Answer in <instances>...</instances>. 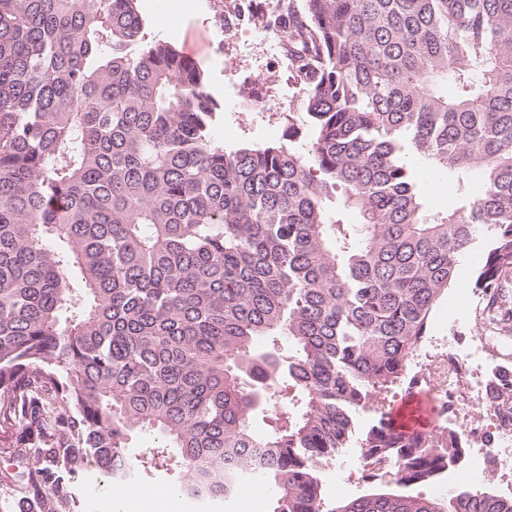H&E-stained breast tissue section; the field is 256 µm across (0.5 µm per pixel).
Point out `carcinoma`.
I'll return each mask as SVG.
<instances>
[{"label":"carcinoma","instance_id":"carcinoma-1","mask_svg":"<svg viewBox=\"0 0 512 512\" xmlns=\"http://www.w3.org/2000/svg\"><path fill=\"white\" fill-rule=\"evenodd\" d=\"M288 144L227 149L204 71L146 40L137 0H0V427L41 512L94 465L177 491L257 476L271 512H512L456 487L455 431L380 418L359 462L393 487L327 509L319 464L407 373L460 258L512 336V0H303ZM308 127L311 160L291 146ZM448 174L434 209L411 158ZM492 397L509 403L512 368ZM160 444L135 457L137 435Z\"/></svg>","mask_w":512,"mask_h":512}]
</instances>
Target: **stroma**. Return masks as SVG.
Returning <instances> with one entry per match:
<instances>
[{"instance_id": "1", "label": "stroma", "mask_w": 512, "mask_h": 512, "mask_svg": "<svg viewBox=\"0 0 512 512\" xmlns=\"http://www.w3.org/2000/svg\"><path fill=\"white\" fill-rule=\"evenodd\" d=\"M149 38L162 39L177 48L192 44L196 47L195 61L204 71L210 94L220 104L221 112L212 129L217 144L235 147L241 144L265 145L286 140L288 117L305 110L302 97L288 98L271 111L233 108L239 97L242 81L265 83L264 45H252L248 51L236 52L224 45V33L212 9L210 0H138ZM476 268L471 258H463L456 284L449 287L436 306L430 335H453L467 349L476 348L484 334L479 320L481 300L471 288ZM379 408L361 412L348 448L323 464L318 477L326 505L340 499H351L374 489L387 488V480H370L349 466L360 455V443L367 430L376 424Z\"/></svg>"}]
</instances>
